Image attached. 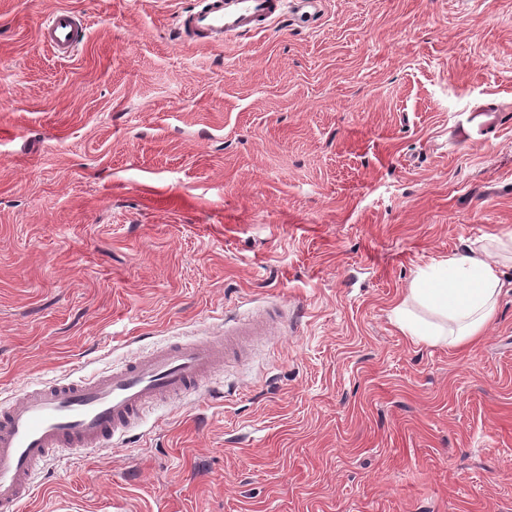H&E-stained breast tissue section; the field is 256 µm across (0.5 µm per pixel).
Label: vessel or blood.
Listing matches in <instances>:
<instances>
[{
  "mask_svg": "<svg viewBox=\"0 0 512 512\" xmlns=\"http://www.w3.org/2000/svg\"><path fill=\"white\" fill-rule=\"evenodd\" d=\"M323 0H197L175 26L180 41L204 37L220 45L262 32L284 19L320 20ZM84 16L60 9L39 37L56 56L79 46ZM279 322L266 310L193 339L170 340L149 353L89 377H62L0 403V512H22L37 492V474L63 452L106 449L127 440L146 408L197 393L233 359L244 338L271 335Z\"/></svg>",
  "mask_w": 512,
  "mask_h": 512,
  "instance_id": "1",
  "label": "vessel or blood"
}]
</instances>
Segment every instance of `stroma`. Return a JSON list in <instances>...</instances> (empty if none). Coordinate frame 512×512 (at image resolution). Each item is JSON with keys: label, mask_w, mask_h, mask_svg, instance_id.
Here are the masks:
<instances>
[{"label": "stroma", "mask_w": 512, "mask_h": 512, "mask_svg": "<svg viewBox=\"0 0 512 512\" xmlns=\"http://www.w3.org/2000/svg\"><path fill=\"white\" fill-rule=\"evenodd\" d=\"M190 2L0 0V399L267 306L279 334L23 512H512V263L474 346L389 319L512 234V0H326L221 46L173 41ZM86 30L84 16L60 9L40 25L39 37L41 43L52 49L56 56L67 58L77 49Z\"/></svg>", "instance_id": "35a3bbf8"}]
</instances>
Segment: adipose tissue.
<instances>
[{
  "mask_svg": "<svg viewBox=\"0 0 512 512\" xmlns=\"http://www.w3.org/2000/svg\"><path fill=\"white\" fill-rule=\"evenodd\" d=\"M502 286L497 263L472 251L452 256L416 278L390 319L413 343L457 348L494 319Z\"/></svg>",
  "mask_w": 512,
  "mask_h": 512,
  "instance_id": "obj_1",
  "label": "adipose tissue"
}]
</instances>
